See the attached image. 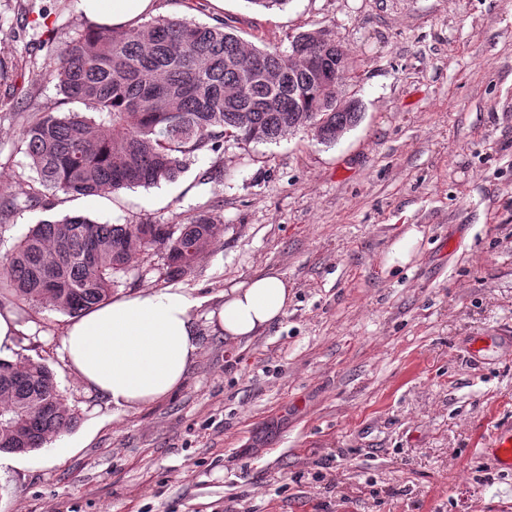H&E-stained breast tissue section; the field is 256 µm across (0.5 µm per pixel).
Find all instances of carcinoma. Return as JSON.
<instances>
[{
	"instance_id": "obj_1",
	"label": "carcinoma",
	"mask_w": 512,
	"mask_h": 512,
	"mask_svg": "<svg viewBox=\"0 0 512 512\" xmlns=\"http://www.w3.org/2000/svg\"><path fill=\"white\" fill-rule=\"evenodd\" d=\"M322 65L344 81L348 55L328 29L303 31ZM289 52L258 48L234 20L214 25L158 16L116 30L88 25L51 48L38 74L88 112L37 109L18 129L36 174L25 205L50 211L69 197L149 188L177 180L185 162L215 151L227 136L273 143L307 128L331 144L360 113L336 111V88L303 71L288 77ZM223 228L206 213L182 224H101L82 215L48 217L30 227L0 268V303L77 315L109 300L143 255H159L167 277L194 272ZM22 366L23 378H11ZM25 406L31 420L15 409ZM0 420L24 432L32 452L76 422L54 372L19 356L0 361Z\"/></svg>"
}]
</instances>
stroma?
<instances>
[{"label": "stroma", "instance_id": "stroma-1", "mask_svg": "<svg viewBox=\"0 0 512 512\" xmlns=\"http://www.w3.org/2000/svg\"><path fill=\"white\" fill-rule=\"evenodd\" d=\"M160 15L236 19L259 46L331 29L349 57L341 95L361 119L336 143L225 138L173 182L71 197L53 213L224 233L190 276L155 254L116 292L199 299L201 350L182 387L123 410L89 392L59 350L69 315L19 306L18 354L44 362L74 409L65 451L0 471L7 512H512V472L485 450L512 421V0H158ZM83 22L75 0H0V259L42 216L20 204L34 173L17 131L31 104L81 112L37 81L47 37ZM223 179L208 180L211 170ZM287 314L226 344L207 313L265 270ZM484 350L473 355L474 341ZM342 465L321 468L330 453Z\"/></svg>", "mask_w": 512, "mask_h": 512}]
</instances>
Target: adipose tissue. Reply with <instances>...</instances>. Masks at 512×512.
I'll return each instance as SVG.
<instances>
[{
    "label": "adipose tissue",
    "instance_id": "obj_1",
    "mask_svg": "<svg viewBox=\"0 0 512 512\" xmlns=\"http://www.w3.org/2000/svg\"><path fill=\"white\" fill-rule=\"evenodd\" d=\"M91 21L124 29L158 10L156 0H79ZM292 299L287 280L269 270L225 290L208 312L227 342L259 335L284 317ZM179 288H145L112 297L72 318L59 351L70 372L114 406L137 409L177 391L200 351L193 308Z\"/></svg>",
    "mask_w": 512,
    "mask_h": 512
}]
</instances>
